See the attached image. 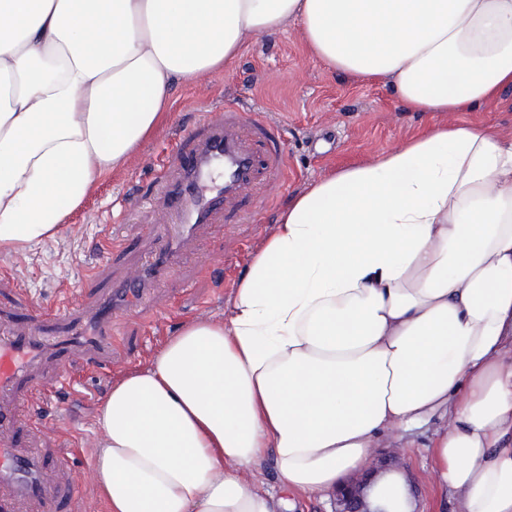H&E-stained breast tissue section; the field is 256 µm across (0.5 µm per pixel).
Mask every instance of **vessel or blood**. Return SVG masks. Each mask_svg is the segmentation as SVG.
Instances as JSON below:
<instances>
[{
  "label": "vessel or blood",
  "instance_id": "obj_1",
  "mask_svg": "<svg viewBox=\"0 0 512 512\" xmlns=\"http://www.w3.org/2000/svg\"><path fill=\"white\" fill-rule=\"evenodd\" d=\"M202 122V132L179 131L165 160L154 168L165 204L179 222L151 261L126 269L93 301L76 296L56 308L33 307L24 314V329L0 334V485L12 490L11 495H0V512H15L20 498L38 499L47 512L58 508L44 484L39 459L17 452L13 426L21 405L5 401V394L33 386L40 367L63 365L78 356L88 368L111 374L112 343L124 314L140 307L148 289L167 276L214 212L235 207L257 166L282 170L284 136L270 115L240 107L210 108ZM244 126L266 145L263 158H256L241 139Z\"/></svg>",
  "mask_w": 512,
  "mask_h": 512
}]
</instances>
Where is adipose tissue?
I'll return each instance as SVG.
<instances>
[{"label": "adipose tissue", "instance_id": "1", "mask_svg": "<svg viewBox=\"0 0 512 512\" xmlns=\"http://www.w3.org/2000/svg\"><path fill=\"white\" fill-rule=\"evenodd\" d=\"M298 24L309 54L408 112L512 89V0H0V250L68 208L168 116L173 81ZM64 197L67 208L57 206ZM431 445L460 512H512V133L437 123L289 199L229 321L200 320L101 406L106 512H285L365 476L386 431Z\"/></svg>", "mask_w": 512, "mask_h": 512}]
</instances>
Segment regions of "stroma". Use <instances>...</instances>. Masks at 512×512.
I'll use <instances>...</instances> for the list:
<instances>
[{
	"instance_id": "stroma-1",
	"label": "stroma",
	"mask_w": 512,
	"mask_h": 512,
	"mask_svg": "<svg viewBox=\"0 0 512 512\" xmlns=\"http://www.w3.org/2000/svg\"><path fill=\"white\" fill-rule=\"evenodd\" d=\"M256 106L282 126L287 140L286 175L261 174L236 213H224L154 288L144 304V317L128 315L112 351V376L120 378L143 368L164 343L193 320L229 319L234 290L252 252L274 232L288 199L312 181L345 165L361 163L402 145L432 121L452 125L512 129V91L477 112L440 114L402 110L392 92L331 72L305 49L299 28L256 36L246 45L232 70L200 79L175 82L169 119L138 151L109 175L97 180L84 201L71 210L57 236L22 252L0 250V328L16 327L29 305L48 306L60 291L86 284L89 266L103 272L91 286L106 287L156 246L155 230L163 195L151 168L169 140L192 125L213 105ZM109 392L91 383L71 398L74 420L52 436L29 432L25 449L44 455V468L54 487L67 486L97 437L96 414ZM446 424L434 417L407 431H388L373 461L389 458L406 477V494L421 512H456L453 497L442 492L427 444Z\"/></svg>"
}]
</instances>
